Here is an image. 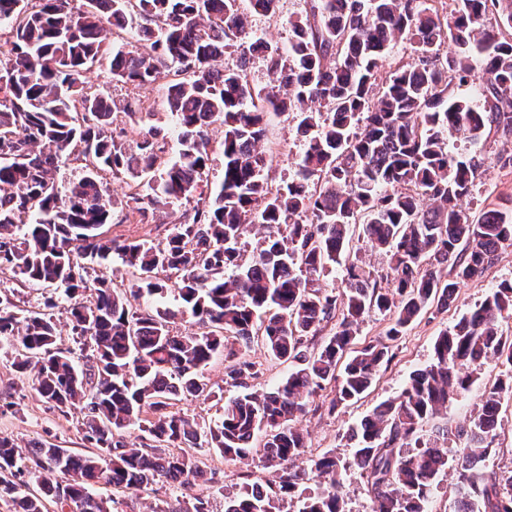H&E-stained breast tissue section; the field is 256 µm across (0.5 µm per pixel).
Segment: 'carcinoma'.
I'll use <instances>...</instances> for the list:
<instances>
[{"label": "carcinoma", "mask_w": 512, "mask_h": 512, "mask_svg": "<svg viewBox=\"0 0 512 512\" xmlns=\"http://www.w3.org/2000/svg\"><path fill=\"white\" fill-rule=\"evenodd\" d=\"M307 0L288 19V51L248 27L251 13L273 16L278 0H0L8 22L0 54V275L20 288L53 289L36 309L15 289L0 290V356L62 416L81 414L85 454L33 441L26 450L0 434V506L6 512H117L112 493L161 483L185 489L203 478L192 450L237 462L259 456L276 481L269 491L245 482L224 512H344L338 461L314 472L325 487L303 495L308 472L294 461L305 448L295 422L311 398L334 383L328 412L359 398L388 361L390 342L429 306L448 308L505 245L512 219L488 209L469 219L478 164L448 150V139L476 146L495 132L512 138V0ZM133 32L134 42H108ZM417 57L383 73L402 40ZM230 48L241 62L223 64ZM263 53L271 82L250 84L246 60ZM480 60L474 66V60ZM105 63L112 79L142 88L161 82L166 115L179 129L169 159L166 122L141 98L122 105L83 86ZM480 81V102L455 92ZM143 126L127 139L118 115ZM296 122L301 148L294 175L264 177L270 115ZM223 129L222 175L209 187V129ZM81 174L62 187L57 173ZM126 177L125 219L167 211L182 216L159 239L109 237L116 202L110 179ZM386 257L377 274L353 249ZM259 236L246 254L244 240ZM117 256L133 284L112 287L106 264ZM448 265V278L441 266ZM341 270L343 292L324 279ZM179 305H167L168 293ZM152 300L146 308L136 304ZM372 310L392 316L387 341L346 356ZM66 317L74 348L58 344ZM190 318L199 331L183 333ZM512 282L495 288L436 339L430 364L352 432L353 464L366 478L374 512H428L431 492L454 474L453 512H512V470L486 466L496 454L501 395L512 391ZM336 321L315 350L308 338ZM260 340L293 364L274 389L259 392L244 350ZM224 355L226 383L241 392L199 421L179 403L216 395L204 370ZM493 359L505 370L482 395L465 441L450 456L420 434L456 393L466 369ZM139 431L130 440L129 429ZM153 512H213L211 497L162 501Z\"/></svg>", "instance_id": "cac0c4a2"}]
</instances>
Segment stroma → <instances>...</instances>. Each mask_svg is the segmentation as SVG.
I'll list each match as a JSON object with an SVG mask.
<instances>
[{
    "mask_svg": "<svg viewBox=\"0 0 512 512\" xmlns=\"http://www.w3.org/2000/svg\"><path fill=\"white\" fill-rule=\"evenodd\" d=\"M305 7L306 0H281L276 17L255 15L251 18V25L264 35L271 47L283 48L288 44L289 16L302 12ZM84 81L111 100L121 102L138 96L153 100L156 111L165 109V89L161 85L136 89L112 80L106 68L99 65L85 73ZM264 141L277 146L267 171L269 182L275 185L284 175L294 170L292 161L300 145L294 121L284 116L271 117ZM511 148L512 142L495 133L478 146L475 156L480 168L476 187L471 198L463 204L470 218H477L482 211L492 207L505 209L512 206V167L501 166L496 161L498 153ZM505 281L512 282V247L508 246L499 251L494 262L480 276L461 285L455 301L448 309H429L393 342L394 356L382 368L367 395L358 402L338 406L331 413L327 407L335 391L326 389L316 399L317 410L300 419L298 426L304 433L306 448L299 464L308 469L319 457L336 456L341 465L346 512H371L373 507V496L367 483L352 463V442L349 438L351 427L377 405L396 396L414 371L430 363L433 344L439 333L481 303L494 288ZM499 374V365L492 361L474 367L475 381L470 390L450 399L440 416L430 420V427L446 425L453 429L465 425L479 404L485 388L491 386ZM1 432L12 436L22 447L30 441L46 438L76 452L84 449L75 418L58 416L31 390L16 398L14 407L0 412ZM197 455L202 461L203 470L217 472L224 484L225 493L230 495L238 492L245 480L263 481L268 477L267 471L255 459L228 464L219 454L204 449L198 450Z\"/></svg>",
    "mask_w": 512,
    "mask_h": 512,
    "instance_id": "35a3bbf8",
    "label": "stroma"
}]
</instances>
